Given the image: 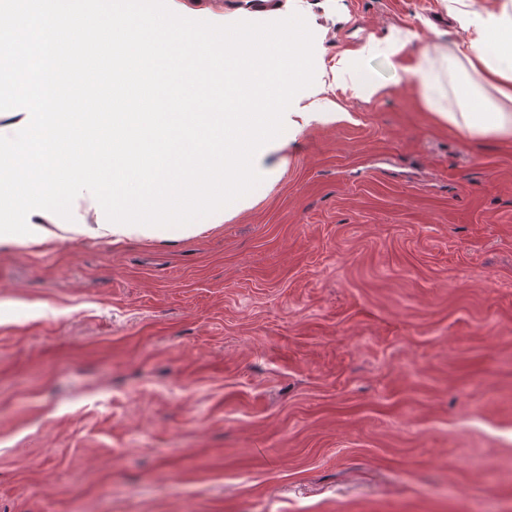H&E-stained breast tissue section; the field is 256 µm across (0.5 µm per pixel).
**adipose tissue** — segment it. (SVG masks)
I'll use <instances>...</instances> for the list:
<instances>
[{"mask_svg":"<svg viewBox=\"0 0 512 512\" xmlns=\"http://www.w3.org/2000/svg\"><path fill=\"white\" fill-rule=\"evenodd\" d=\"M12 26H0V97L11 99L21 120L12 136L0 137V206L28 212L27 224H1L0 246L39 247L56 238L90 236L112 243L132 239L198 236L251 210L279 181L291 141L311 123H336L346 115L332 102L311 111L304 100L318 94L311 78L310 29L304 20L281 16L269 24L211 16L201 33L186 35L189 16L182 0H161L156 11L129 14L125 0L102 13L96 0L83 9L43 8L40 0H16ZM463 40L452 53H422L410 73L425 104L438 119L469 136L512 139V0L477 11L467 0L458 7ZM103 29V42L128 58L165 48L178 67L154 70L159 88L186 85L189 109L165 111L164 145L128 157V140L116 139L112 165L89 166L83 141L96 134L91 123L75 130L54 88L59 73L45 65L39 81L15 93L9 72L24 69L30 50L51 52L67 31L82 33L85 22ZM475 74L493 98L478 97L463 81ZM453 99L454 108L444 100ZM106 220H76L79 195Z\"/></svg>","mask_w":512,"mask_h":512,"instance_id":"adipose-tissue-1","label":"adipose tissue"}]
</instances>
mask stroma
Returning <instances> with one entry per match:
<instances>
[{"label": "stroma", "instance_id": "1", "mask_svg": "<svg viewBox=\"0 0 512 512\" xmlns=\"http://www.w3.org/2000/svg\"><path fill=\"white\" fill-rule=\"evenodd\" d=\"M185 2L306 17L351 118L201 236L0 248V512H512V139L403 72L462 40L453 0ZM344 56L382 96L336 87ZM149 70L104 97L69 71L99 160Z\"/></svg>", "mask_w": 512, "mask_h": 512}]
</instances>
